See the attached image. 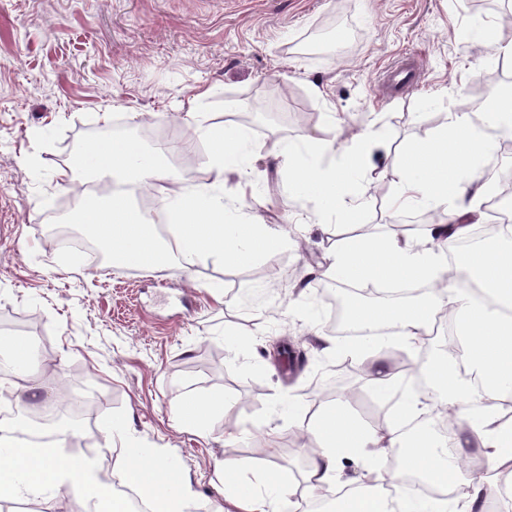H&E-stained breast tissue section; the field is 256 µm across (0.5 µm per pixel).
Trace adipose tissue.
Masks as SVG:
<instances>
[{"label":"adipose tissue","instance_id":"obj_1","mask_svg":"<svg viewBox=\"0 0 512 512\" xmlns=\"http://www.w3.org/2000/svg\"><path fill=\"white\" fill-rule=\"evenodd\" d=\"M201 136L210 144L212 177L209 183L177 194L171 215L174 239L162 240L150 216L120 190L126 179L144 186L169 179L159 160L137 143L115 139L102 143L81 167L105 188L103 194L85 197L76 207L74 223L101 238L114 261L142 268L177 264L191 267L209 257L245 264L261 255H273L287 243L277 229L253 217L228 224L225 204L218 190L228 175L247 180L251 163L247 136L208 125L204 113H194ZM512 134V90L503 91L495 111H453L441 133L417 140L404 153L391 151L382 130L367 127L350 142L310 137L309 157L299 167L298 181L306 202L321 222L353 224L361 203L349 190L354 180L371 182L376 168L397 179L395 209L421 208L436 213L434 223L419 236L396 238L365 234L333 247L330 262L321 270L330 280H405L429 283L421 298L380 307H357L356 321H386L397 328L396 343L415 348L429 335L434 316L450 309L457 321L459 355L447 353L420 365V375L434 389L436 406L450 410L464 430V444L480 449L485 466L464 474L462 455L449 454L431 430L404 436L401 424L413 420L421 408L418 396H409L397 419L370 428L360 423L347 403H330L305 426L311 451L304 476L306 498L319 499L333 491L342 465L341 449L354 448L366 483L389 480L396 496L404 494L406 474L420 473L440 489L461 487L459 498L435 499L431 506L404 504V512H486L498 489L502 473H512V425L501 422L499 401L512 393V236L473 249L466 257V281L453 276L444 261L445 252L470 236L483 223L482 209L487 184L479 174L491 155L496 139ZM483 295L475 297L470 287ZM395 453L399 470L384 473L388 453ZM0 454L11 457L12 467L0 474V492L7 495L51 492L63 496L78 491L84 500L112 502V489L101 482L90 462L77 460L60 468L50 456L31 455L14 438L13 428L0 427ZM124 479L153 497L155 512H173L172 502L191 493V483L166 461L132 468L137 454L120 446Z\"/></svg>","mask_w":512,"mask_h":512}]
</instances>
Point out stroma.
Masks as SVG:
<instances>
[{
	"instance_id": "stroma-1",
	"label": "stroma",
	"mask_w": 512,
	"mask_h": 512,
	"mask_svg": "<svg viewBox=\"0 0 512 512\" xmlns=\"http://www.w3.org/2000/svg\"><path fill=\"white\" fill-rule=\"evenodd\" d=\"M510 14L512 0H0V347L21 339L41 351L30 413L63 393L97 400L91 426L57 439V464L119 466V428L144 461L167 460L190 477L185 512H228L220 462L250 463L249 483L275 463L302 485L308 458L296 423L346 399L354 384L355 417L378 423L369 356L350 338L336 354L316 353L319 325L297 302H315L312 271L329 243L359 225L390 235L421 213H393L389 179L382 198L367 195L358 225L319 223L295 172L267 151L330 137L334 119L348 137L378 121L396 152L438 133L449 112L477 111L476 90L492 97L512 85V62L455 37L492 22L500 44L512 43ZM409 58L417 80L392 91L387 70ZM202 89L210 124L228 125L237 112L278 115L244 125L252 186L232 175L222 194L229 221L249 213L288 244L245 265L211 258L121 274L58 248L45 226L89 183L73 146L92 151L119 136L151 155L170 146L176 184L209 180V145L186 117ZM228 329L239 344L225 340ZM346 358L351 371L321 375L323 364ZM188 394L221 395L226 405L201 430H186L175 411ZM266 427L277 430L273 454Z\"/></svg>"
}]
</instances>
